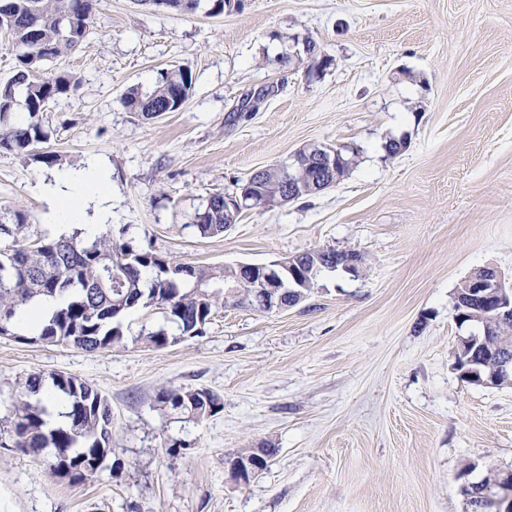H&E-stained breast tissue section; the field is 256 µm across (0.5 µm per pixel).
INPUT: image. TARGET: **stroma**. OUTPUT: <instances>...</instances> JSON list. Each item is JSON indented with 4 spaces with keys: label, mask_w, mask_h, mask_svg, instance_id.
Returning <instances> with one entry per match:
<instances>
[{
    "label": "stroma",
    "mask_w": 512,
    "mask_h": 512,
    "mask_svg": "<svg viewBox=\"0 0 512 512\" xmlns=\"http://www.w3.org/2000/svg\"><path fill=\"white\" fill-rule=\"evenodd\" d=\"M307 40L330 67L308 73ZM178 67L194 77L179 111L123 105ZM45 69L77 88L41 112L47 142L0 150V220L23 211L29 241L57 236L54 172L98 161L112 232L134 248L221 267L328 247L365 265L280 312L219 309L160 349L143 338L165 321L144 308L105 351L0 337V512H466L464 485L512 470V387L454 368L459 338L482 330L458 321V284L486 265L512 274V0H240L220 15L98 0L85 42ZM310 144L353 147L349 174L198 232L212 195ZM53 372L111 405L114 452L94 480L6 445L26 379ZM165 387L209 389L224 408L172 413L155 401ZM267 444V468L235 479L227 458Z\"/></svg>",
    "instance_id": "1"
}]
</instances>
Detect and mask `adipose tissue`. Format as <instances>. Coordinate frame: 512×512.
Wrapping results in <instances>:
<instances>
[{"label": "adipose tissue", "instance_id": "adipose-tissue-1", "mask_svg": "<svg viewBox=\"0 0 512 512\" xmlns=\"http://www.w3.org/2000/svg\"><path fill=\"white\" fill-rule=\"evenodd\" d=\"M106 172L95 165L68 169L55 175L44 193L49 217L58 234H70L74 225H82L86 234L112 221V202L107 191Z\"/></svg>", "mask_w": 512, "mask_h": 512}]
</instances>
